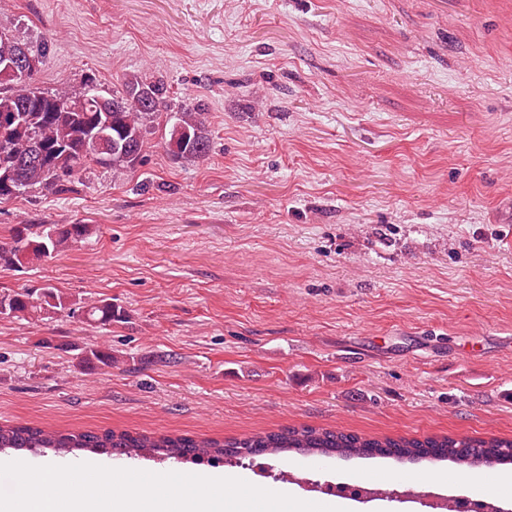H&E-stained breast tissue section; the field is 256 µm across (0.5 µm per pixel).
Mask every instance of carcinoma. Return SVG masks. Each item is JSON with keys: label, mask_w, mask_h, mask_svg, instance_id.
Wrapping results in <instances>:
<instances>
[{"label": "carcinoma", "mask_w": 512, "mask_h": 512, "mask_svg": "<svg viewBox=\"0 0 512 512\" xmlns=\"http://www.w3.org/2000/svg\"><path fill=\"white\" fill-rule=\"evenodd\" d=\"M24 55L42 66L48 44L28 46L0 29V62ZM167 86L153 77L134 74L107 94L99 77L85 74L83 90H46L33 86V76H0V201L45 190L55 195L73 191L77 175L97 165L114 171L136 169L144 162L148 135L166 105ZM164 151L175 163L207 159L212 138L204 112L186 104L167 120ZM89 224H18L8 241H0V269L15 270L87 238ZM81 309L86 322L107 326L125 318L110 300L77 302L58 289L45 286L0 292V313L8 317L69 316ZM97 363L112 365L110 350L85 347L78 368ZM50 450L55 453L88 450L132 459L219 462L246 457L296 452L339 459H392L399 463L452 462L475 468L512 462V440L491 437L431 436L367 438L356 433L315 428L285 427L229 439L152 434L114 430L57 431L28 425L0 424V451Z\"/></svg>", "instance_id": "carcinoma-1"}]
</instances>
